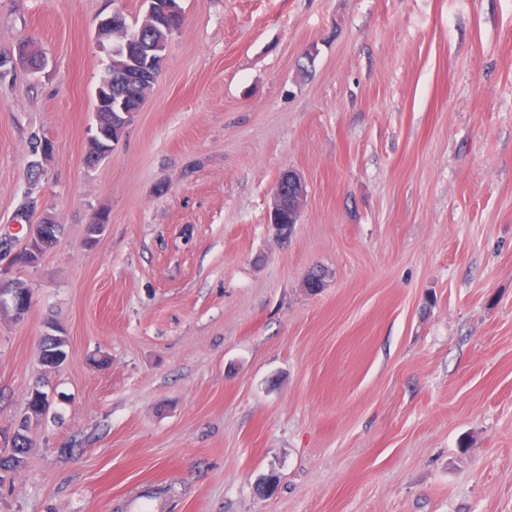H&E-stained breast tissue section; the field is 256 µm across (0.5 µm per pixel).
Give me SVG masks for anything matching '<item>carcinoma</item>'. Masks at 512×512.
Segmentation results:
<instances>
[{"label":"carcinoma","instance_id":"1","mask_svg":"<svg viewBox=\"0 0 512 512\" xmlns=\"http://www.w3.org/2000/svg\"><path fill=\"white\" fill-rule=\"evenodd\" d=\"M174 9L161 17L158 22H141L130 27L122 24L123 32L112 37V58L107 66V73L112 75V101L123 104L127 109L136 111L144 101L142 80L134 72L128 70L129 59L150 56L146 67L148 78L157 77L169 37L180 28L182 24V10L178 0H171ZM130 119L119 112L97 113V125L104 137L91 140V148L87 156V163L94 164L112 152V143L119 141ZM32 165L28 166L29 180L36 183L41 178L46 162L53 153L51 144L39 136L30 142ZM301 199L289 195L283 199L275 215L277 223L293 230L298 223ZM108 217L101 213L97 221L85 226L84 244L91 248L103 234ZM63 225L55 224L44 218L37 224L26 227L25 234L28 242L22 248L18 259L17 270L35 268L40 264L43 256L57 243L62 234ZM30 296V289L19 278L13 276L0 282V311L12 313L18 318L16 301L19 298ZM50 333L46 334L41 344V361L61 365L68 356V337L57 324L48 323ZM49 409L47 394L35 386L28 392L27 402L19 426L13 432V444L17 448L15 455L0 461V481L3 474L15 471L24 464L27 448L31 447L32 424L39 422Z\"/></svg>","mask_w":512,"mask_h":512}]
</instances>
